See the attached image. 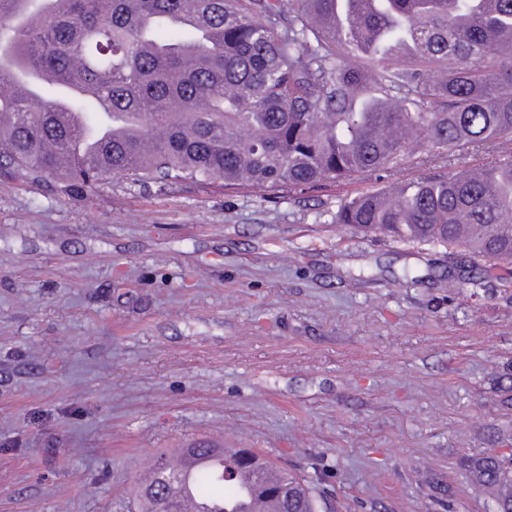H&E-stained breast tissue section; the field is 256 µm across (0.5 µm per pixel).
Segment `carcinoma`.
Returning <instances> with one entry per match:
<instances>
[{
    "label": "carcinoma",
    "instance_id": "obj_1",
    "mask_svg": "<svg viewBox=\"0 0 512 512\" xmlns=\"http://www.w3.org/2000/svg\"><path fill=\"white\" fill-rule=\"evenodd\" d=\"M59 112L112 139L80 146ZM0 171L82 198L112 176L297 193L384 180L340 200L336 223L403 245L512 264V155L447 171V159L512 142V0H0ZM419 176L393 178L407 160ZM470 277L450 275V294ZM221 472L196 494L226 504L242 448H210ZM463 466L512 512V454ZM162 455L155 495L182 487ZM288 483L281 498L274 489ZM253 495L268 512H326L288 471Z\"/></svg>",
    "mask_w": 512,
    "mask_h": 512
}]
</instances>
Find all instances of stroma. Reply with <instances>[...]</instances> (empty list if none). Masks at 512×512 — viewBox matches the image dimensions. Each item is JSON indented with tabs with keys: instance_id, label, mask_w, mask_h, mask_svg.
Wrapping results in <instances>:
<instances>
[{
	"instance_id": "1",
	"label": "stroma",
	"mask_w": 512,
	"mask_h": 512,
	"mask_svg": "<svg viewBox=\"0 0 512 512\" xmlns=\"http://www.w3.org/2000/svg\"><path fill=\"white\" fill-rule=\"evenodd\" d=\"M359 189L75 199L0 172V512H127L141 461L205 439L330 512H485L460 462L512 433V269L449 294L467 254L336 223Z\"/></svg>"
}]
</instances>
